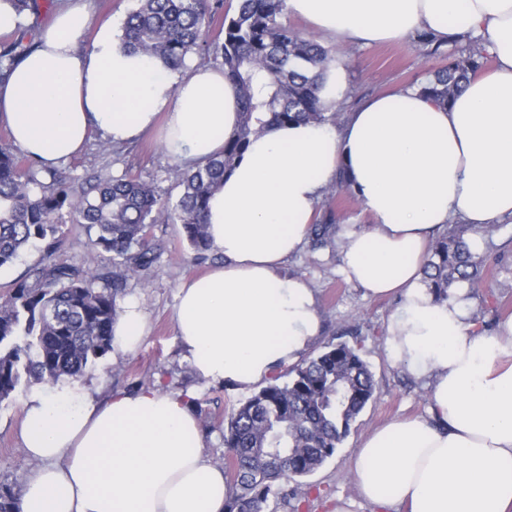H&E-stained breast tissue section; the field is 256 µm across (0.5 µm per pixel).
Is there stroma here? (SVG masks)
I'll return each mask as SVG.
<instances>
[{"label":"stroma","mask_w":512,"mask_h":512,"mask_svg":"<svg viewBox=\"0 0 512 512\" xmlns=\"http://www.w3.org/2000/svg\"><path fill=\"white\" fill-rule=\"evenodd\" d=\"M468 44L465 36L442 45L437 51L416 36L401 43L372 46L326 41L337 75V117L345 118L370 97L427 82L436 69L447 63L449 56L462 54ZM173 165L159 138L111 146L95 131L84 150L61 164L60 169L83 181L95 177L105 179L128 170L173 193L177 190L170 175ZM154 235L161 245L160 254L146 276L128 280L124 295L125 300L138 303L145 317L140 345L132 353L110 354L100 359L79 382L97 400L115 391L133 392L155 382L172 393L192 394L204 455L220 467L226 455L224 416L246 399L247 394L220 383L206 382L195 374L179 345L174 311L181 282L223 265L224 257L213 251L205 262L193 263L177 224L155 225ZM57 237L58 261L84 271L111 272V264L93 247L85 226L73 223L70 216L62 217ZM466 237L477 241L487 259L485 285L495 292L498 317L512 315V223L491 235L471 230ZM340 265V253H312L305 249L289 258L285 271L306 280L315 293L323 321V332L314 345L315 350H322L342 330L346 331L348 342H361L376 382L374 398L334 456L308 477L307 497L290 498V485H283L284 496L278 501L277 512H330L340 496L353 499L352 512H372L368 503L358 499L350 473L356 448L379 425L427 413L424 382L396 365L385 347L388 321L399 307V299L367 297L362 288L346 281ZM29 392L25 386L0 401V485L17 493L22 491L32 468L20 437L22 403Z\"/></svg>","instance_id":"35a3bbf8"}]
</instances>
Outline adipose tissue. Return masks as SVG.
Wrapping results in <instances>:
<instances>
[{
    "instance_id": "adipose-tissue-1",
    "label": "adipose tissue",
    "mask_w": 512,
    "mask_h": 512,
    "mask_svg": "<svg viewBox=\"0 0 512 512\" xmlns=\"http://www.w3.org/2000/svg\"><path fill=\"white\" fill-rule=\"evenodd\" d=\"M338 43L402 42L466 33L492 56L448 106L412 86L374 97L338 128L291 123L252 137L206 214L223 266L183 281L177 336L195 373L249 390L296 363L321 329L315 295L282 269L305 243L338 172L370 218L345 230L347 280L399 296L386 350L425 379L426 417L369 433L350 468L373 512H512V317L495 332L471 320L467 286L437 302L418 285L437 231L512 220V0H285ZM85 50L75 42L87 28ZM0 120L38 165L76 156L90 131L115 145L160 134L183 165L222 151L239 123L235 85L209 65L173 69L124 48L95 25L93 0H59L37 47L0 84ZM124 303L112 350L142 340ZM33 468L21 512H224L221 469L203 453L188 396L146 386L95 400L59 382L22 404Z\"/></svg>"
}]
</instances>
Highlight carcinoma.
<instances>
[{
  "label": "carcinoma",
  "instance_id": "carcinoma-1",
  "mask_svg": "<svg viewBox=\"0 0 512 512\" xmlns=\"http://www.w3.org/2000/svg\"><path fill=\"white\" fill-rule=\"evenodd\" d=\"M20 23L0 42V82L33 47L39 17L54 0H9ZM285 0H137L126 16L121 44L179 68L191 54L224 70L238 91L239 125L224 149L206 163L175 167L177 196H165L152 180L125 171L89 186L77 185L56 169H40L12 142L0 140V267L34 242L43 245L31 278L0 296V401L22 385L53 384L84 375L111 351L112 326L129 278L157 257V224H179L201 258L211 250L205 214L210 195L224 185L253 136L271 125L326 123L320 93L331 62L329 50L282 22ZM222 16L215 37V17ZM489 63L484 49L448 56L433 79L420 86L440 105ZM73 214L93 233L92 245L112 264V285L95 287L97 276L56 258L58 218ZM470 224H451L433 240L422 283L437 301L453 286L482 285L486 259L475 254L465 233ZM333 210L309 230L314 251L335 246ZM233 407L224 418V447L237 473L225 512H275L270 499L280 483L295 488L331 458L352 424L373 399L376 384L362 347L330 342ZM0 512H20L19 496L0 486Z\"/></svg>",
  "mask_w": 512,
  "mask_h": 512
}]
</instances>
